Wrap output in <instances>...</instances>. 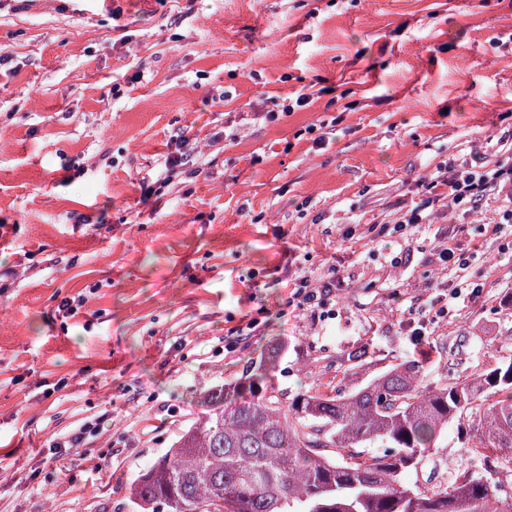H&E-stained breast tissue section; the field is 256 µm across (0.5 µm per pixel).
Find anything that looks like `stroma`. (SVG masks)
Wrapping results in <instances>:
<instances>
[{
    "label": "stroma",
    "instance_id": "35a3bbf8",
    "mask_svg": "<svg viewBox=\"0 0 512 512\" xmlns=\"http://www.w3.org/2000/svg\"><path fill=\"white\" fill-rule=\"evenodd\" d=\"M477 154H512V0H0V512H133L199 397L277 343L291 395L511 359L499 199L391 225ZM446 247L480 292L426 326ZM436 445L435 481L481 472Z\"/></svg>",
    "mask_w": 512,
    "mask_h": 512
}]
</instances>
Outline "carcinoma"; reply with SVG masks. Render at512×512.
<instances>
[{
    "instance_id": "cac0c4a2",
    "label": "carcinoma",
    "mask_w": 512,
    "mask_h": 512,
    "mask_svg": "<svg viewBox=\"0 0 512 512\" xmlns=\"http://www.w3.org/2000/svg\"><path fill=\"white\" fill-rule=\"evenodd\" d=\"M284 347L204 394L172 448L130 486L137 512H512V359L434 383L425 364L392 365L366 385L293 397L274 384ZM456 424L465 452L493 462L489 486L467 472L445 487L402 481ZM376 444L382 452L362 450Z\"/></svg>"
}]
</instances>
